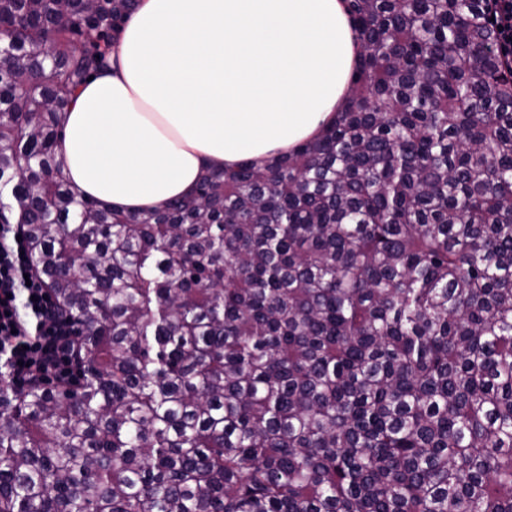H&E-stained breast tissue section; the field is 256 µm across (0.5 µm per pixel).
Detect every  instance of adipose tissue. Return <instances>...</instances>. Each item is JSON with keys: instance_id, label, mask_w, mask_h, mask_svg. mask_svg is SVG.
Instances as JSON below:
<instances>
[{"instance_id": "adipose-tissue-1", "label": "adipose tissue", "mask_w": 512, "mask_h": 512, "mask_svg": "<svg viewBox=\"0 0 512 512\" xmlns=\"http://www.w3.org/2000/svg\"><path fill=\"white\" fill-rule=\"evenodd\" d=\"M360 51L343 0H139L68 114L64 173L125 212L188 195L321 134Z\"/></svg>"}]
</instances>
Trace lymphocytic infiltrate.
<instances>
[{"mask_svg":"<svg viewBox=\"0 0 512 512\" xmlns=\"http://www.w3.org/2000/svg\"><path fill=\"white\" fill-rule=\"evenodd\" d=\"M15 224H0V373L15 387L74 374L77 328L63 316Z\"/></svg>","mask_w":512,"mask_h":512,"instance_id":"f902f5d3","label":"lymphocytic infiltrate"}]
</instances>
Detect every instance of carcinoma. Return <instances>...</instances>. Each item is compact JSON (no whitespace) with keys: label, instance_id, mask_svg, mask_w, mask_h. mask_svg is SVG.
<instances>
[{"label":"carcinoma","instance_id":"obj_1","mask_svg":"<svg viewBox=\"0 0 512 512\" xmlns=\"http://www.w3.org/2000/svg\"><path fill=\"white\" fill-rule=\"evenodd\" d=\"M318 137L124 213L63 175L135 0H0V223L82 325L0 387V512H512V64L492 0H345Z\"/></svg>","mask_w":512,"mask_h":512}]
</instances>
